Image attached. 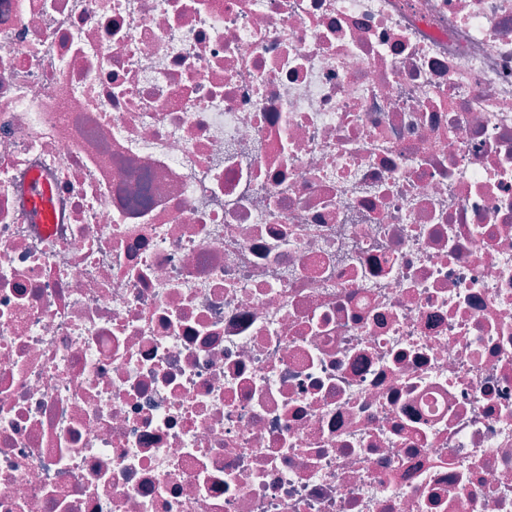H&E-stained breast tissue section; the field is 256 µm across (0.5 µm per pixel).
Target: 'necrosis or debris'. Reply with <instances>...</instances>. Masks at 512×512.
Here are the masks:
<instances>
[{"label":"necrosis or debris","instance_id":"obj_1","mask_svg":"<svg viewBox=\"0 0 512 512\" xmlns=\"http://www.w3.org/2000/svg\"><path fill=\"white\" fill-rule=\"evenodd\" d=\"M0 512H512V0H0Z\"/></svg>","mask_w":512,"mask_h":512}]
</instances>
